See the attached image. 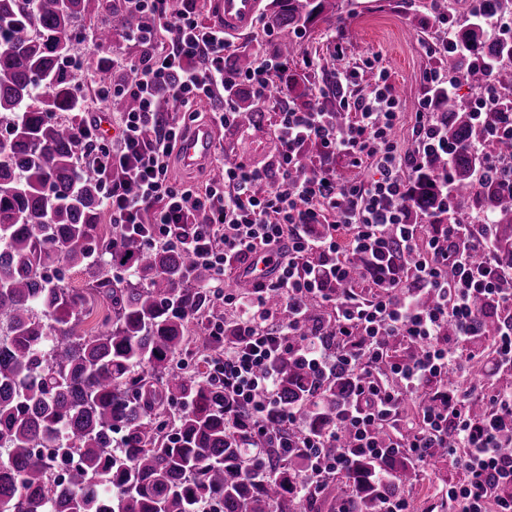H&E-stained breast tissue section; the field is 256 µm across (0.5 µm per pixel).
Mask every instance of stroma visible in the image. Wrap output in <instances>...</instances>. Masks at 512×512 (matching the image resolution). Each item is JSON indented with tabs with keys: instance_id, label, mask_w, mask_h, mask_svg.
I'll list each match as a JSON object with an SVG mask.
<instances>
[{
	"instance_id": "stroma-1",
	"label": "stroma",
	"mask_w": 512,
	"mask_h": 512,
	"mask_svg": "<svg viewBox=\"0 0 512 512\" xmlns=\"http://www.w3.org/2000/svg\"><path fill=\"white\" fill-rule=\"evenodd\" d=\"M348 13L347 23L336 32L325 26L297 35L302 51L288 62L289 75L298 77L299 91L305 92L307 102H314L320 89L327 87L334 71L348 68L359 73L360 86H367L371 73L368 59L380 58L389 74L393 92L400 101L403 121L395 129L398 143H411V127L418 102L422 98L426 73L439 67L440 59L428 51L437 42L440 33L434 23L438 6L448 0H343ZM342 43V52H335V43ZM274 109L264 111L263 128L238 134L217 131L215 149L233 151L237 157L254 163H264L276 152L270 137L274 129ZM460 468L439 465L422 473L415 488L408 495L414 512H448L439 491L459 482Z\"/></svg>"
}]
</instances>
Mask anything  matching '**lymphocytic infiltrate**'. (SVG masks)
Listing matches in <instances>:
<instances>
[{
    "label": "lymphocytic infiltrate",
    "mask_w": 512,
    "mask_h": 512,
    "mask_svg": "<svg viewBox=\"0 0 512 512\" xmlns=\"http://www.w3.org/2000/svg\"><path fill=\"white\" fill-rule=\"evenodd\" d=\"M119 3L138 18L126 37L143 53L133 62L113 51V68L130 77L100 98L126 95L138 107L120 113L115 138L97 133L85 145L100 160L103 196L121 233L186 252L215 272L208 288L226 316L209 318L205 330L220 337L229 325L234 333L212 352V372L224 381L230 423L263 442L246 474L273 476L265 448H306L303 493L343 471L353 454L382 464L396 451L422 467L444 448L465 473L442 492L452 512H512V293L499 288L512 277V263L498 253L490 217L435 224L413 201L424 161L455 150L441 110L454 92L447 71L427 73L408 149L392 137L400 102L382 70L370 94L344 103L354 115L346 126L337 127L316 102L279 107L276 156L261 165L215 157L224 176L198 191L170 177L174 151L197 119L194 103L212 100L210 124L236 126L240 85L250 86L258 105H270L269 90L287 63L259 54L249 70L233 69L232 40L221 28L200 26L192 10L170 12L167 0ZM173 100L183 114L164 118ZM310 144L317 155L308 162ZM340 160L370 164V179H340ZM303 165L306 176L294 179ZM128 182L135 194L124 192ZM267 254L276 258L269 276L249 293L227 291L226 270ZM354 258L361 261L356 277ZM359 284L370 296L356 293ZM274 293L277 309L268 304ZM478 298L484 309L475 308ZM486 327L493 369L479 379L473 370L483 352L474 341ZM400 341L414 356L393 359ZM285 355L301 357L322 379L341 368L356 376L335 427L350 436L349 454L320 455L327 437L307 433L303 413L280 406L275 366ZM475 402L482 415H472Z\"/></svg>",
    "instance_id": "lymphocytic-infiltrate-1"
}]
</instances>
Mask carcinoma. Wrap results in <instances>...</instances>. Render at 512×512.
Instances as JSON below:
<instances>
[{
    "label": "carcinoma",
    "instance_id": "obj_1",
    "mask_svg": "<svg viewBox=\"0 0 512 512\" xmlns=\"http://www.w3.org/2000/svg\"><path fill=\"white\" fill-rule=\"evenodd\" d=\"M512 0H471L468 15L448 14L464 54L446 59L448 73L476 91L499 93L486 121L458 97L448 98V138L457 150L425 161L415 201L435 211L433 175L449 170L455 217L488 213L499 253L512 256V174L503 169L474 179L472 144L494 125L512 124V47L488 35L490 22ZM99 12L98 0H0V512H379L384 496L402 491L419 474L392 455L391 480L372 477L376 464L354 458L347 469L308 497L296 490L305 467L296 451L280 458L267 449L274 479L257 482L243 472L249 448L262 444L224 419V386L200 367L174 360L222 340L189 324L207 314L205 284L214 276L192 267L182 251L153 249L137 235L98 233L106 210L98 170L82 160L85 101L70 70L82 22ZM348 19L340 0H276L271 21L305 32ZM135 15H107L93 26L94 50L135 26ZM102 87L121 81L96 65ZM238 121L255 128L262 110L237 99ZM97 268L79 290L64 272ZM108 314L89 335L78 327L91 301ZM281 401L306 415V431L336 424L351 399L353 379L340 369L316 383L299 360L276 367ZM66 469L67 483L55 482Z\"/></svg>",
    "mask_w": 512,
    "mask_h": 512
}]
</instances>
